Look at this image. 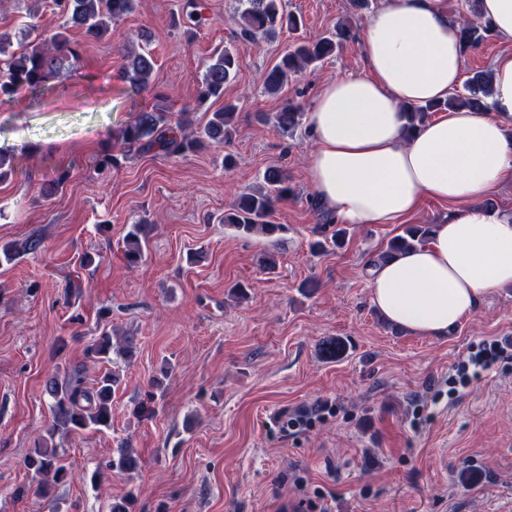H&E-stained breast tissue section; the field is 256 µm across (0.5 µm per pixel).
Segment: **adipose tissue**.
<instances>
[{"label":"adipose tissue","instance_id":"ef3b65f1","mask_svg":"<svg viewBox=\"0 0 512 512\" xmlns=\"http://www.w3.org/2000/svg\"><path fill=\"white\" fill-rule=\"evenodd\" d=\"M506 43L487 109L441 111L407 132L406 107L445 101L465 49L448 0H378L360 32L363 72L324 82L305 116L307 176L335 223L400 224L424 199L448 204L427 244L376 262L370 301L390 324L444 336L512 288V215L485 201L512 183V0H479Z\"/></svg>","mask_w":512,"mask_h":512}]
</instances>
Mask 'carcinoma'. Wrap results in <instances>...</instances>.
I'll return each mask as SVG.
<instances>
[{"mask_svg": "<svg viewBox=\"0 0 512 512\" xmlns=\"http://www.w3.org/2000/svg\"><path fill=\"white\" fill-rule=\"evenodd\" d=\"M54 10L62 23L56 32L45 35H32V30L23 34L20 48L12 49L10 37L0 32V97L11 98L21 91L35 90L47 76L68 69L80 57L81 44L72 42L66 32L73 28L82 30L88 40L102 38L111 24L131 14L137 0H52ZM243 9L238 21V38L242 42H254L275 36L282 28L295 30L299 22L296 16L286 13L284 0H242ZM461 36L469 48L480 44L491 33L486 23L465 19L460 22ZM351 38L346 27L334 34L313 41L300 40L294 43L267 72L264 79L265 92L280 94L289 80L308 66L321 61L336 51L340 42ZM239 57L236 49L224 48L214 54L206 66L197 86V98L201 102L224 98V85L237 75ZM154 71V60L149 54L134 53L127 57L124 76L137 87L149 85ZM489 71L475 70L466 79L463 90H455L441 105L415 106L410 108V127L425 121L432 113L444 108L456 110L467 108L474 111L486 109ZM165 97L156 95V103L138 112L134 121L120 132L125 150L121 154H105L96 161L99 172H110L121 167V162L135 150L148 153L159 150L166 154L185 155L203 149L210 142L222 143L232 137L234 123L238 118L237 103L224 102L222 107L211 113L207 123L191 129L186 113L173 119L164 103ZM301 122V113L285 106L274 116L279 130L287 134ZM292 189L288 186L287 174L279 168H270L264 174V183L242 192L233 208L224 213V224L244 236L271 237L283 226L269 222V216L278 200L288 198ZM147 225L132 224L124 238V257L131 266L138 264L146 250ZM430 224H411L403 232L390 238L385 247L376 255L382 260L408 248L426 243L431 234ZM41 248V240L31 238L23 248L5 243L0 246V256L12 260L24 251L35 253ZM87 354L97 362H110L113 357L130 358L132 346L127 341H114L112 329L104 326L99 336L88 348ZM120 376L116 372H106L95 385H85L83 369L74 368L63 379L50 377L46 380L45 392L51 398L52 430L77 432L86 428L96 430L112 427V395L119 386ZM24 465L32 473V483L21 485L14 491V497L22 499L29 493L42 499L55 501V488L70 476V466L65 464L58 448L48 443L46 437L34 441L33 449L24 460ZM139 459L126 446L118 448L117 455L104 464L112 471L131 472L138 468Z\"/></svg>", "mask_w": 512, "mask_h": 512, "instance_id": "obj_1", "label": "carcinoma"}]
</instances>
